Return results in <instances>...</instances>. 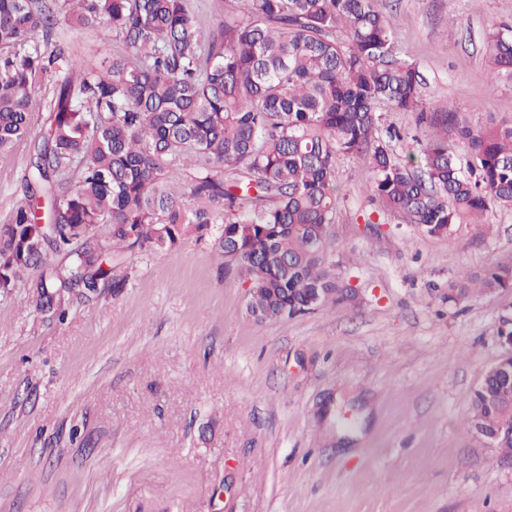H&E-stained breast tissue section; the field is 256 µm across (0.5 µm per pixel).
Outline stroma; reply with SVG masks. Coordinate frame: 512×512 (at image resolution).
I'll use <instances>...</instances> for the list:
<instances>
[{
  "instance_id": "obj_1",
  "label": "stroma",
  "mask_w": 512,
  "mask_h": 512,
  "mask_svg": "<svg viewBox=\"0 0 512 512\" xmlns=\"http://www.w3.org/2000/svg\"><path fill=\"white\" fill-rule=\"evenodd\" d=\"M426 81V108L512 116L486 32L512 0H375ZM79 66L122 53L58 26ZM399 157L426 134L381 111ZM31 143L0 154V225L24 201ZM336 271L354 302L260 321L217 228L112 260L122 288L37 309L40 269L0 291V512H512V456L471 434V395L504 352L512 291L448 290L512 266V209L432 236L336 163Z\"/></svg>"
}]
</instances>
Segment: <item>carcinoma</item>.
Here are the masks:
<instances>
[{"instance_id": "1", "label": "carcinoma", "mask_w": 512, "mask_h": 512, "mask_svg": "<svg viewBox=\"0 0 512 512\" xmlns=\"http://www.w3.org/2000/svg\"><path fill=\"white\" fill-rule=\"evenodd\" d=\"M61 22H102L124 53L76 84L70 51L53 41ZM484 45L491 68L512 73V26L490 29ZM42 79L54 86L35 137ZM425 86L374 0H224L207 33L183 0H0V154L34 138L27 201L0 226V289L40 267L41 306L87 299L112 256L173 248L189 228L219 224L217 247L251 283L255 318L343 304L349 289L327 257L339 157L364 161L373 200L429 235L512 209V120L428 112ZM382 105L418 113L429 129L418 155L399 158L395 132L377 136ZM178 164L193 168L185 184L170 176ZM38 194L52 199L48 227ZM193 198L208 207L190 208ZM70 245L67 270L48 262ZM480 284L512 288V267H488ZM468 428L512 455L511 350L474 390Z\"/></svg>"}]
</instances>
